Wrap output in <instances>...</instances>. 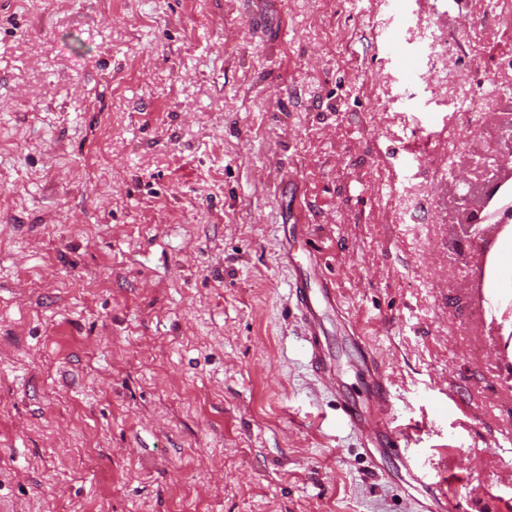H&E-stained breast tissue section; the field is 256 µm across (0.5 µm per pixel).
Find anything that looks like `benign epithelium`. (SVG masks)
<instances>
[{"mask_svg": "<svg viewBox=\"0 0 512 512\" xmlns=\"http://www.w3.org/2000/svg\"><path fill=\"white\" fill-rule=\"evenodd\" d=\"M512 164V113L500 116L495 137L492 139L491 151L487 155L465 159L461 171L452 173V183L467 184L473 179L492 186L503 179L505 170ZM476 214L459 213L456 224L452 225L453 234L470 239L485 238L484 225L478 223Z\"/></svg>", "mask_w": 512, "mask_h": 512, "instance_id": "obj_1", "label": "benign epithelium"}]
</instances>
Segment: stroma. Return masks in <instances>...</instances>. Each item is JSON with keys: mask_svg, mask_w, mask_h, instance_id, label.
<instances>
[{"mask_svg": "<svg viewBox=\"0 0 512 512\" xmlns=\"http://www.w3.org/2000/svg\"><path fill=\"white\" fill-rule=\"evenodd\" d=\"M0 0V512H512V308L448 244L466 129L512 113L496 0ZM471 57H442L461 17ZM420 53L406 73L381 45ZM479 62L493 110L457 111ZM336 290L304 351L284 247ZM373 377L377 386L376 395L373 400L374 411L370 413H361L350 407H346L343 415V425L352 431L363 433L366 431H382L384 433V442L388 448H396L404 456L407 468L413 472L415 479L424 483L427 474L418 468L413 457L408 453L406 447L405 433L397 428H393L388 423V417L393 413V402L389 391L381 380V372L377 363L372 365ZM404 453H402V449ZM416 471V472H414Z\"/></svg>", "mask_w": 512, "mask_h": 512, "instance_id": "35a3bbf8", "label": "stroma"}]
</instances>
